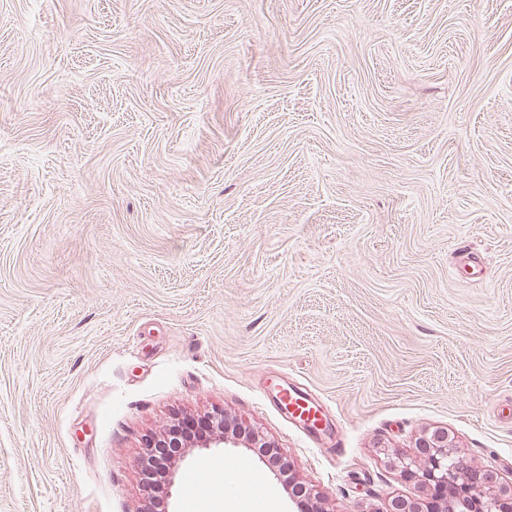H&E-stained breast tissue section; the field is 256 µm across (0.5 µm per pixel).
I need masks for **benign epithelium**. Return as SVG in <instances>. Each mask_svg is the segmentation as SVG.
<instances>
[{
  "mask_svg": "<svg viewBox=\"0 0 512 512\" xmlns=\"http://www.w3.org/2000/svg\"><path fill=\"white\" fill-rule=\"evenodd\" d=\"M212 431L198 439L200 448H239L248 443L263 449L261 457L267 462L281 464L278 476L288 475V483H296L293 473H285L284 455L281 449L254 429L242 434L238 429L229 428L224 412L211 415ZM417 450L392 459L391 466L399 476L421 486L426 492L424 499H395L390 512H448L451 498L448 488L458 486L463 471L462 461L453 455V439L448 429L429 428L418 438ZM480 495L485 499L486 512H512V483L492 491L488 484L475 475L468 479L465 488L456 497Z\"/></svg>",
  "mask_w": 512,
  "mask_h": 512,
  "instance_id": "benign-epithelium-1",
  "label": "benign epithelium"
}]
</instances>
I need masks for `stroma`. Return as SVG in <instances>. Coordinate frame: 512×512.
Here are the masks:
<instances>
[{
    "label": "stroma",
    "instance_id": "35a3bbf8",
    "mask_svg": "<svg viewBox=\"0 0 512 512\" xmlns=\"http://www.w3.org/2000/svg\"><path fill=\"white\" fill-rule=\"evenodd\" d=\"M216 410L324 512L421 497L434 426L512 479V0H0V512H145ZM227 457L296 512L178 468ZM277 390L275 391V396L279 399L280 402H285V399H288V414L295 417V413L299 412L300 417L304 414H320L321 411L318 405L309 399L308 397L300 394L292 387L283 384H276ZM291 407L292 409H290ZM246 441L248 444H250L252 446L263 448L261 457L264 458L268 462L269 465L273 466V464L271 462H279V465L275 466V467H278L277 475L279 476V478H281V476L284 475L285 467L281 468V466L283 464H286L288 466V464L284 461V459H285L284 455L278 446H276L273 442L267 440L265 438V436H263L262 434H260L258 431L254 430V429H248L247 434H246ZM288 483L289 484H300L306 490L308 498L313 503V506H312L313 508L311 509V511L323 512L322 507H321L322 498H321L320 492L312 485L305 484V483L301 484V483L297 482L294 474L291 473L289 466H288Z\"/></svg>",
    "mask_w": 512,
    "mask_h": 512
}]
</instances>
